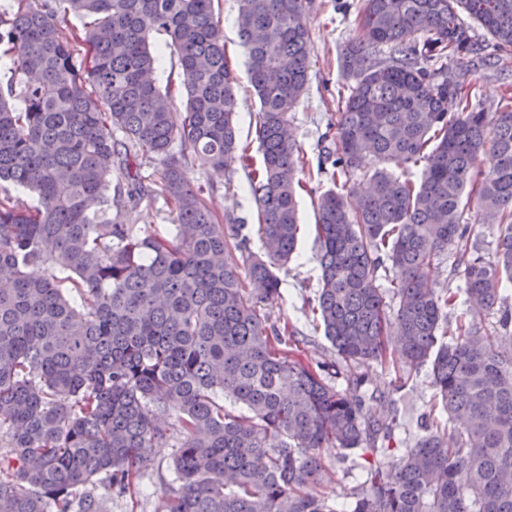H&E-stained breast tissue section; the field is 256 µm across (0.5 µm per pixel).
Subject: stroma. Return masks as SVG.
<instances>
[{
    "mask_svg": "<svg viewBox=\"0 0 512 512\" xmlns=\"http://www.w3.org/2000/svg\"><path fill=\"white\" fill-rule=\"evenodd\" d=\"M362 0H310L306 22L313 48L309 81L304 95L289 112L288 118L297 141L305 149L310 165H317L325 144L324 136L330 123L335 122L338 93L346 80L339 63L344 44L355 38L359 30L356 16ZM215 15L220 21L224 36L226 59L237 77L238 139L255 143L256 120L259 102L254 96L248 79L245 54L236 25L237 0H216ZM151 44L157 52V84L171 97L172 110L184 113L187 93L178 76L177 55L167 36L152 35ZM189 176L205 188V200L210 210L220 218L231 217L243 221L245 232L250 235L251 251H259L260 242L255 238L254 225L258 221L255 203L248 192V171L240 158H232L224 170H216L198 157L189 161ZM304 184L298 196L299 235L298 252L287 266L278 270L279 294L266 301L264 308L272 323L289 324L295 330L297 349L295 355L311 362H331L336 353L316 315L305 305V298L314 296L318 289L320 270L317 261L318 244L311 230L314 221L313 202L317 196L332 189L333 183L326 174L301 173ZM400 366L395 349H388L385 360L359 366L358 374L364 379L361 388L371 414L379 419L393 415L397 418L395 438L411 442L420 432L418 416L433 412L438 420H446L443 409L437 408L435 391L427 369H419L400 392H392ZM399 407V414H392V407ZM170 447L148 449L145 478L136 508L115 503L112 512H155L166 485L173 478ZM371 459L363 449L349 451L326 448L322 451L323 482L320 490L337 512H347L354 497L363 493L364 469Z\"/></svg>",
    "mask_w": 512,
    "mask_h": 512,
    "instance_id": "stroma-1",
    "label": "stroma"
}]
</instances>
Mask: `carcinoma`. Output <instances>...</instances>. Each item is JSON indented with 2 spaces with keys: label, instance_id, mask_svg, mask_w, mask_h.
Wrapping results in <instances>:
<instances>
[{
  "label": "carcinoma",
  "instance_id": "cac0c4a2",
  "mask_svg": "<svg viewBox=\"0 0 512 512\" xmlns=\"http://www.w3.org/2000/svg\"><path fill=\"white\" fill-rule=\"evenodd\" d=\"M363 2L360 35L343 49L353 84L318 170L348 177L368 155L378 167L354 207L345 182L317 197L319 289L308 304L348 367L385 359L397 337L406 369L430 364L459 425L427 424L389 459L396 417L368 413L356 373L341 392L327 381L336 365L296 358L294 329L261 307L298 245L306 158L288 112L309 80V0H238L260 103L249 182L258 254L170 151L178 139L215 168L238 152L250 160L214 0H29L0 13V44L39 76L0 91V512H112L139 494L144 450L164 445L175 478L158 512H335L316 492L324 448L373 456L350 512H512V87L492 111L475 105L471 69L502 74L512 0ZM60 9L94 20L67 34ZM154 32L177 50L179 125L154 79ZM414 33L421 40L405 41ZM450 64L453 86L440 76ZM141 153L162 165L154 189L133 170ZM409 164L422 165L417 183L391 169ZM153 193L170 202L172 229L140 235ZM477 225L497 229L494 256L480 254ZM446 257L473 310L498 314L490 328L459 324L448 343L438 334L457 294L434 278ZM384 277L398 298L391 315ZM170 409L171 431L159 425Z\"/></svg>",
  "mask_w": 512,
  "mask_h": 512
}]
</instances>
